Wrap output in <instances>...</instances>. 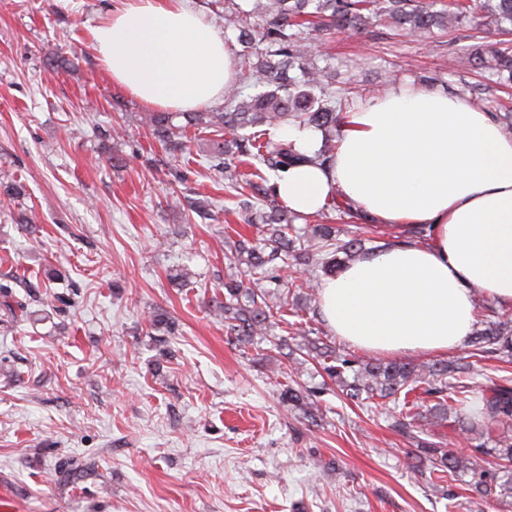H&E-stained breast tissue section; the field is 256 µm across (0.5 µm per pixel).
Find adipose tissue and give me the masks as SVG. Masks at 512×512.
<instances>
[{"mask_svg": "<svg viewBox=\"0 0 512 512\" xmlns=\"http://www.w3.org/2000/svg\"><path fill=\"white\" fill-rule=\"evenodd\" d=\"M102 69L140 102L172 112L220 99L235 77L223 32L190 0H118L90 29ZM273 190L309 215L339 197L426 243L382 246L327 277L319 309L332 332L380 354H445L469 335L475 290L512 306V131L497 115L412 85L344 113L332 164L301 165Z\"/></svg>", "mask_w": 512, "mask_h": 512, "instance_id": "obj_1", "label": "adipose tissue"}]
</instances>
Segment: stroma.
<instances>
[{
    "label": "stroma",
    "instance_id": "35a3bbf8",
    "mask_svg": "<svg viewBox=\"0 0 512 512\" xmlns=\"http://www.w3.org/2000/svg\"><path fill=\"white\" fill-rule=\"evenodd\" d=\"M112 3L0 0V177L26 188L0 200V263L67 274L19 334L0 326V512H471L462 482L429 483L390 410L346 400L306 351L279 352L283 323L241 345L210 314L219 281L236 273L225 243L256 230L203 163L206 133L185 127L190 151L165 153L145 105L101 68L89 29ZM458 47L445 34L429 47L362 34L324 51L338 84L362 95L387 90L390 70L402 84L435 75L512 123V94L452 65ZM58 49L76 56L73 71H47ZM174 194L210 201L212 219L169 208ZM183 267L194 287L171 283ZM62 295L73 304L61 311ZM155 311L174 335H152ZM291 387L316 391L313 417L283 401ZM70 460L86 472L54 483Z\"/></svg>",
    "mask_w": 512,
    "mask_h": 512
}]
</instances>
